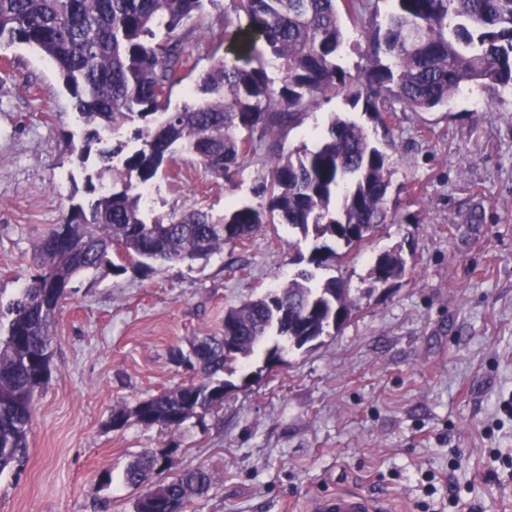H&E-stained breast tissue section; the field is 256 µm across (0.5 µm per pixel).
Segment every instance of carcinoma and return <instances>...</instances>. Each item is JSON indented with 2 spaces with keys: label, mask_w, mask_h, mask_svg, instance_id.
I'll list each match as a JSON object with an SVG mask.
<instances>
[{
  "label": "carcinoma",
  "mask_w": 512,
  "mask_h": 512,
  "mask_svg": "<svg viewBox=\"0 0 512 512\" xmlns=\"http://www.w3.org/2000/svg\"><path fill=\"white\" fill-rule=\"evenodd\" d=\"M214 0H0V44L37 48L56 68L89 137L132 128L135 146L118 141L100 151L98 177L112 174V194L89 208L77 204L62 223L39 237L34 272L7 303L0 302V474L24 465L37 395L50 383L57 309L74 277L103 265L153 270L207 258L228 242L250 238L265 224H286L315 240L332 238L338 253L314 246L309 263L326 269L345 259L378 225L387 223L388 154L356 123L335 117L318 146L273 151L263 202L232 208L219 218L187 209L151 218L144 202L164 164L187 153L222 179L256 153L267 133L285 131L299 116L339 95L382 113L395 105L428 112L472 82L512 89V0H393L385 24L370 0H232L224 14L229 50L199 75L203 98L170 108L174 86L197 66L204 31L184 24ZM367 35V64L358 81L342 65V16ZM399 250L384 253L382 278L407 273ZM360 309L341 279L315 281L296 272L272 293L224 313L219 336L195 339L177 359L191 380L133 409L113 410L109 425L129 419L175 431L199 412L223 405L232 364L253 356L272 338L298 349L329 329L340 330ZM170 463L144 452L123 479L147 494L135 512H185L214 485L204 468L164 478Z\"/></svg>",
  "instance_id": "1"
}]
</instances>
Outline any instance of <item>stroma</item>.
Instances as JSON below:
<instances>
[{"label": "stroma", "mask_w": 512, "mask_h": 512, "mask_svg": "<svg viewBox=\"0 0 512 512\" xmlns=\"http://www.w3.org/2000/svg\"><path fill=\"white\" fill-rule=\"evenodd\" d=\"M0 299L33 271L37 239L69 206L90 205L100 142L72 110L56 69L33 47H0ZM360 125L391 159L389 223L342 277L360 309L302 349L226 370L219 410L175 431L128 422L115 407L186 383L174 355L222 331L224 312L306 267L314 241L268 224L207 260L147 271L101 267L76 277L59 311L50 385L38 396L29 456L0 474V512H133L123 481L142 452L215 479L186 512H303L342 488L395 512H512V91L463 86L430 112L381 123L363 106L320 102L287 133H267L231 178L176 154L152 185L151 216L200 208L219 217L259 204L269 149L315 147L334 116ZM89 145L86 162L72 146ZM409 257L400 282L371 288L376 257Z\"/></svg>", "instance_id": "obj_1"}]
</instances>
